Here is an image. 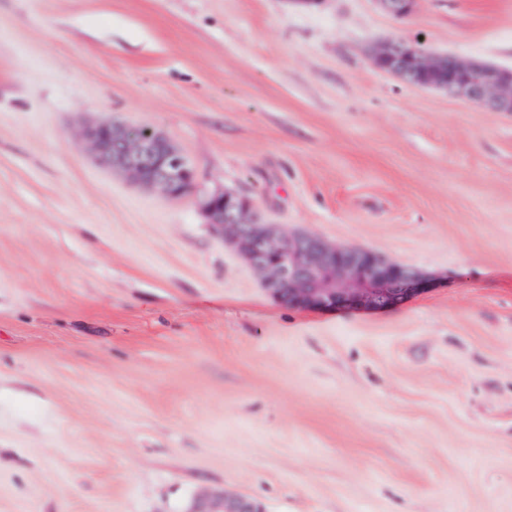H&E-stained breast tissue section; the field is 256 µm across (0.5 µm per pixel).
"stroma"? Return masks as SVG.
Here are the masks:
<instances>
[{"label": "stroma", "mask_w": 512, "mask_h": 512, "mask_svg": "<svg viewBox=\"0 0 512 512\" xmlns=\"http://www.w3.org/2000/svg\"><path fill=\"white\" fill-rule=\"evenodd\" d=\"M512 68V0H0V512H512V113L383 73ZM165 133L170 199L81 133ZM428 277L282 304L200 201ZM189 512H262L260 506L247 498L224 496L218 502L197 501Z\"/></svg>", "instance_id": "1"}]
</instances>
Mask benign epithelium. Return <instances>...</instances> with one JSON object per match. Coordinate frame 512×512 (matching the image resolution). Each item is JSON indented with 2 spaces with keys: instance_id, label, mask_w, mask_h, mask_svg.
Returning <instances> with one entry per match:
<instances>
[{
  "instance_id": "obj_1",
  "label": "benign epithelium",
  "mask_w": 512,
  "mask_h": 512,
  "mask_svg": "<svg viewBox=\"0 0 512 512\" xmlns=\"http://www.w3.org/2000/svg\"><path fill=\"white\" fill-rule=\"evenodd\" d=\"M395 18L412 14L416 0H375ZM376 68L403 82L433 88L479 103L491 112H512V69L455 55L432 56L420 43H385ZM83 139L98 161L133 181L178 199L195 185L196 170L163 133L102 122L87 127ZM210 221L247 264L262 276L268 293L289 306L381 309L420 291L425 280L412 268L370 251L330 245L308 234L288 235L265 222L254 202L227 191L202 199ZM189 512H262L247 498L198 501Z\"/></svg>"
}]
</instances>
